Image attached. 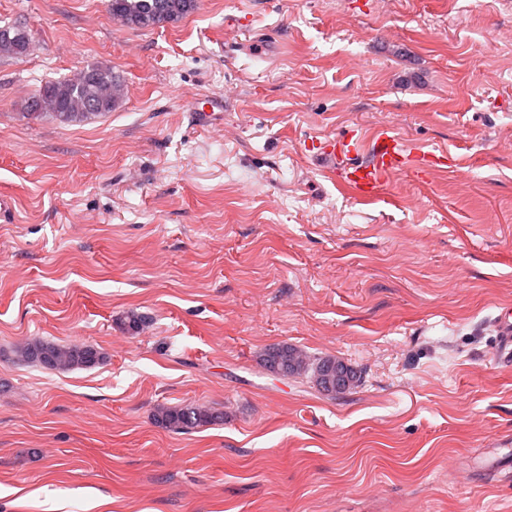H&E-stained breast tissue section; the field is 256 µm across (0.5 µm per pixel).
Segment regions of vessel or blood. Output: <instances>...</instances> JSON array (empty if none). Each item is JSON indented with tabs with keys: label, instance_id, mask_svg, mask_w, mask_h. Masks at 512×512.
Masks as SVG:
<instances>
[{
	"label": "vessel or blood",
	"instance_id": "vessel-or-blood-1",
	"mask_svg": "<svg viewBox=\"0 0 512 512\" xmlns=\"http://www.w3.org/2000/svg\"><path fill=\"white\" fill-rule=\"evenodd\" d=\"M224 101L207 97L195 101L191 111L199 125L214 121L217 112L223 111ZM321 155L332 160L326 171L333 182L357 197L372 200L379 197L396 174L427 177L443 169L448 161L445 153L410 148L393 132L382 129L371 139L353 134L328 140L320 148ZM498 352L512 358V307L501 311L496 318Z\"/></svg>",
	"mask_w": 512,
	"mask_h": 512
}]
</instances>
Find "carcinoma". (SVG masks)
Returning a JSON list of instances; mask_svg holds the SVG:
<instances>
[{
	"instance_id": "1",
	"label": "carcinoma",
	"mask_w": 512,
	"mask_h": 512,
	"mask_svg": "<svg viewBox=\"0 0 512 512\" xmlns=\"http://www.w3.org/2000/svg\"><path fill=\"white\" fill-rule=\"evenodd\" d=\"M112 17L128 26L153 30L175 23L197 8V0H107ZM30 48L27 29L21 25L0 26V57L20 58ZM124 86L112 69L92 65L74 79L52 81L28 99L22 117L60 122H87L112 111L119 100L103 96L112 86ZM18 361L50 371L90 369L102 360L101 352L84 343L60 344L40 338L27 339L15 349ZM262 366L270 370L285 366L292 378L305 377L323 389L327 378L335 377L336 357L312 359L301 349L288 344L269 346L261 355ZM159 426L185 431L224 420V414L207 407H160L154 415Z\"/></svg>"
}]
</instances>
